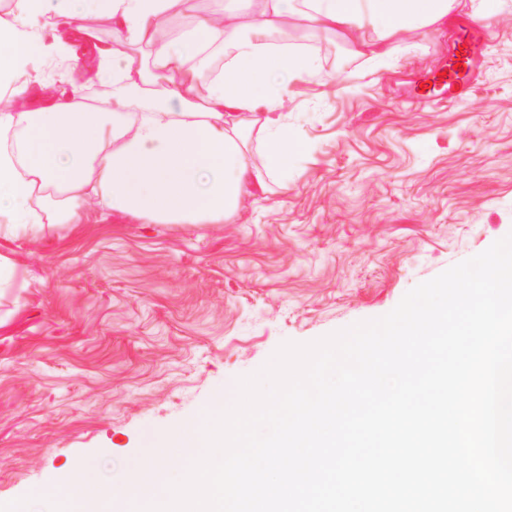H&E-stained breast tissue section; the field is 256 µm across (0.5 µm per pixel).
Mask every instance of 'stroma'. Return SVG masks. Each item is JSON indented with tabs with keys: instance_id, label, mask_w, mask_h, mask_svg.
Instances as JSON below:
<instances>
[{
	"instance_id": "stroma-1",
	"label": "stroma",
	"mask_w": 512,
	"mask_h": 512,
	"mask_svg": "<svg viewBox=\"0 0 512 512\" xmlns=\"http://www.w3.org/2000/svg\"><path fill=\"white\" fill-rule=\"evenodd\" d=\"M457 15L489 38L437 106L416 95L453 27L382 64L307 40L322 71L285 103L288 180L224 223L93 215L0 244L20 271L0 295V503L79 464L92 487L146 455L180 472L169 433L281 344L381 317L512 233V0Z\"/></svg>"
}]
</instances>
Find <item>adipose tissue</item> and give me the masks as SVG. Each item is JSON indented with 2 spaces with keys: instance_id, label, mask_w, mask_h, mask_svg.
<instances>
[{
  "instance_id": "ef3b65f1",
  "label": "adipose tissue",
  "mask_w": 512,
  "mask_h": 512,
  "mask_svg": "<svg viewBox=\"0 0 512 512\" xmlns=\"http://www.w3.org/2000/svg\"><path fill=\"white\" fill-rule=\"evenodd\" d=\"M0 16V240L76 224L88 208L148 223L220 224L301 144L283 113L288 86L319 58L290 34L342 40L383 60L390 42L436 30L461 0H9ZM189 26L169 32L183 14ZM108 25L95 40L87 17ZM71 88L35 75L55 56ZM95 81L108 109L86 111ZM40 97V108L25 106ZM263 138L254 166L247 142Z\"/></svg>"
}]
</instances>
